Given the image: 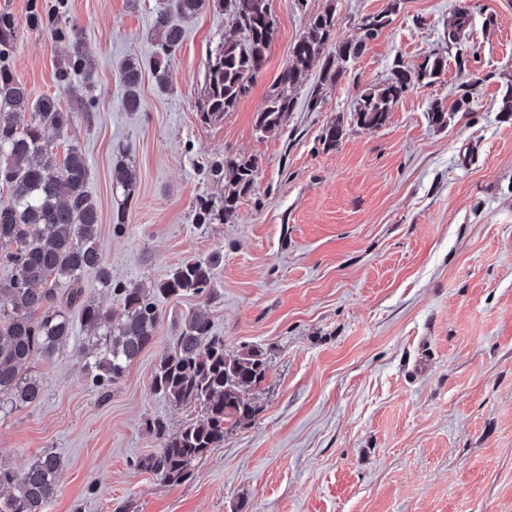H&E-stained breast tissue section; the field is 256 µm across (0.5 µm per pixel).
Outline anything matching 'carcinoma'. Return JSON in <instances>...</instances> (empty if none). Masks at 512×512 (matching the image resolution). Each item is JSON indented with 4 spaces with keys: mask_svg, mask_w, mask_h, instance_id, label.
Masks as SVG:
<instances>
[{
    "mask_svg": "<svg viewBox=\"0 0 512 512\" xmlns=\"http://www.w3.org/2000/svg\"><path fill=\"white\" fill-rule=\"evenodd\" d=\"M206 2L171 0L156 13L158 44L153 70L158 86H167L168 59L182 41V29L173 15L192 16ZM220 2L231 17V25L207 58L206 94L200 112L204 122L220 119L237 107L263 69L276 35L267 0ZM64 14L63 0H57L41 12L33 10L26 23L36 29H50L68 44L69 53L58 62L55 77L82 105L93 86V67L83 50V30L66 21ZM389 23L386 12L363 17L358 38L338 45L325 56L336 25L334 11L313 17L307 31L289 50L277 80L278 90L266 97L256 113V130L265 136L281 129L285 114L295 108L288 90L307 79L316 58L325 56L324 78L334 79L344 64L362 53L366 41ZM16 27L12 15L0 13V187L10 191L7 200L0 199V260L13 269L10 277L0 280V418L41 398V380L21 373V368L35 352L53 356L68 346L74 337L72 308L79 309L84 327L92 335L93 355L85 368L104 387L118 380L153 341L159 320L156 296L208 299L214 292L213 261L189 259L151 288L118 289L124 306L118 319L83 299L79 284L89 274L103 286L112 287V273L100 247L98 207L87 191L90 168L80 148H68L59 162L45 144L43 132L63 131L73 115L62 110L54 96L32 97L9 71L6 62L13 50ZM444 67L439 57L426 59L416 73L393 66L383 85L357 98V123L374 129L383 126L408 91L426 78L439 77ZM119 77L124 87L123 109L141 111V69L128 63ZM27 113L30 117L24 122L22 117ZM342 136L339 121L321 133L328 147L336 146ZM258 171L254 158L212 162L209 174L225 182L224 200L217 210L209 201H201L197 223L218 220L224 224L235 219L237 203L254 190ZM112 186L123 201L130 200L136 186L134 170L123 164L116 167ZM63 280L72 289L61 299L57 285ZM266 371L260 350L228 357L224 337L213 334L209 321L197 313L187 315L154 372L153 392L176 406L197 405L201 415L175 432L162 420H154L159 450L142 462L143 467L166 483L176 484L190 477L196 461L211 449L224 446L227 423L241 424L254 415L250 392L264 380ZM63 468V460L51 450L40 453L22 472L0 464V488L14 489L0 504V512H45L58 492Z\"/></svg>",
    "mask_w": 512,
    "mask_h": 512,
    "instance_id": "cac0c4a2",
    "label": "carcinoma"
}]
</instances>
